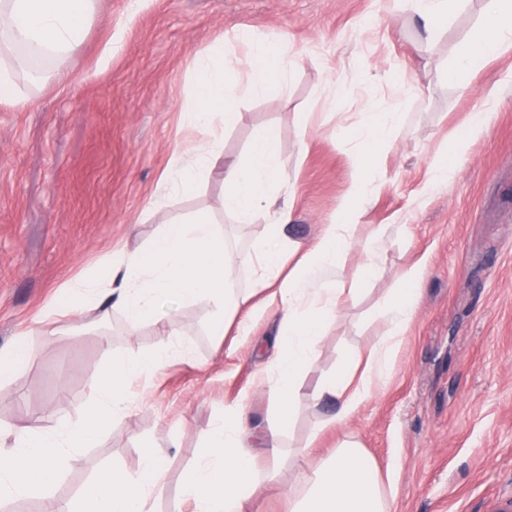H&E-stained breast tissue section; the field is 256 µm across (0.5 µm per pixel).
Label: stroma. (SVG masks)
<instances>
[{
    "label": "stroma",
    "mask_w": 512,
    "mask_h": 512,
    "mask_svg": "<svg viewBox=\"0 0 512 512\" xmlns=\"http://www.w3.org/2000/svg\"><path fill=\"white\" fill-rule=\"evenodd\" d=\"M489 0H469L448 23L432 58L414 54L416 21L391 17V0H100L80 54L49 61L41 78L23 77L27 103L0 102V346L30 330L36 355L0 386V428L36 424L52 429L88 407L90 380L104 370L98 335L117 355L161 347L165 330L185 332L191 361L169 363L146 384V396L99 441L75 454L55 486L70 502L99 471H135L146 443L162 445L168 484L157 512H185L180 486L205 448L206 431L225 406L246 398L256 430L272 414L252 378L272 355L273 311L242 337L206 335L207 308L167 304L165 326L148 322L128 333L120 313L96 323L85 314L52 341L33 332L47 302L74 277L116 250L146 245L177 216L207 211L230 240L249 244L264 223L237 224L224 213V185L199 178L188 196L163 207L149 202L178 141L192 61L240 33L285 29L303 52L287 96L239 97L241 122L224 131V154L246 153L275 129L286 168L282 194L293 199L288 232L313 245L349 187L356 148L348 128L369 104L399 107L404 125L375 158L386 182L354 220L356 242L341 278L354 294L301 379L303 393L344 367L347 353L387 331L374 311L401 285L403 269L424 259L414 319L375 396L342 428L300 406L285 446L313 444L327 456L345 436L357 439L397 490L393 512H493L512 499V51L473 74V96L434 84L436 62L478 22ZM368 72H361L358 59ZM334 70L349 93L336 108L325 101ZM405 72L398 96L388 77ZM493 118L454 178L428 195L429 157L467 126L473 112ZM382 224L404 225L383 243L376 273L360 278L359 249Z\"/></svg>",
    "instance_id": "stroma-1"
}]
</instances>
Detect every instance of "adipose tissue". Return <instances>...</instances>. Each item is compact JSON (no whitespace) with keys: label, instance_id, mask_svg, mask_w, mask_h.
<instances>
[{"label":"adipose tissue","instance_id":"adipose-tissue-1","mask_svg":"<svg viewBox=\"0 0 512 512\" xmlns=\"http://www.w3.org/2000/svg\"><path fill=\"white\" fill-rule=\"evenodd\" d=\"M99 0H0V101L22 103L16 85L20 71L35 57H69L82 49L83 33L98 11ZM462 0H393V9L410 13L421 30L415 53H432L441 26ZM249 68L242 82L232 81L223 49H211L193 62L195 82L181 109L188 132L164 172L159 196L190 193L198 177L218 175L224 184V212L237 223L265 221V232L249 249L227 246L207 212L165 226L144 249L112 253L94 270L70 280L50 300L39 323L44 338L55 336L60 319L91 311H121L129 329L161 321V306L173 300L205 303L214 335L227 326L247 329L260 307H275L280 331L272 337L273 357L252 384L263 389L276 409L263 432L254 431L245 400L224 409L223 418L205 436V452L186 477L181 498L191 512H254L256 499L273 467L287 462L297 471V489L288 495V512H391L394 492L384 488L379 471L361 444L344 439L333 454L314 459L311 448H284L283 428L302 399L330 404L328 425L345 427L375 395L391 373L396 347L416 311V291L426 274L423 261L402 273V289L378 315L387 334L371 347L354 351L343 374L325 377L309 396H302V373L314 366L326 327L344 305L346 289L336 273L352 243L350 222L379 191L384 176L374 157L399 133L404 115L370 106L350 127L358 142L352 158L348 191L336 222L325 225L319 241L302 250L285 229L293 200L281 196L286 172L279 139L266 129L247 153L227 159L221 152L223 130L234 123L236 94L270 92L287 95L298 56L295 39L281 30L246 41ZM512 50V0H492L478 23L452 50V82L459 96L473 94L470 75L481 63ZM247 268L252 285L231 287L224 276L230 265ZM267 291L262 306L252 305L256 291ZM109 354L103 374L89 383L94 420H61L53 430L31 425L0 430V502L36 498L42 512H155L166 487L163 451L143 449L139 467L127 472L102 470L88 481L67 508H60L54 488L73 454L94 443L101 429L98 416L124 417L142 398L134 384L150 379L174 360H188L192 348L183 341L135 356Z\"/></svg>","mask_w":512,"mask_h":512}]
</instances>
